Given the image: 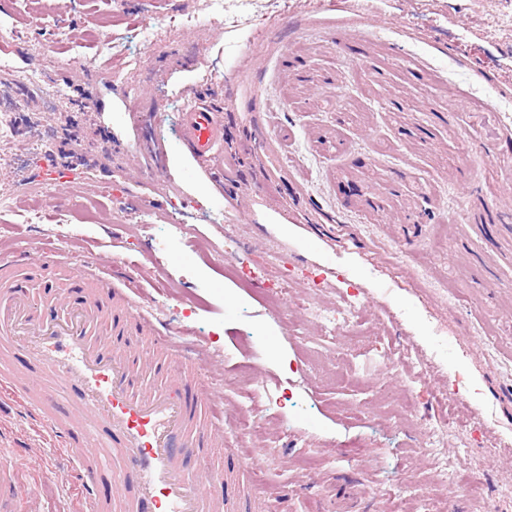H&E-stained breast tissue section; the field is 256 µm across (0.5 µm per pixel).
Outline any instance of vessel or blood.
Listing matches in <instances>:
<instances>
[{"instance_id":"b4317fda","label":"vessel or blood","mask_w":512,"mask_h":512,"mask_svg":"<svg viewBox=\"0 0 512 512\" xmlns=\"http://www.w3.org/2000/svg\"><path fill=\"white\" fill-rule=\"evenodd\" d=\"M181 143L198 161L224 168V117L205 102L183 112ZM26 254L0 251V333L15 337L27 359L50 373V383L18 387L12 373H0V390L33 417L67 406L66 421L55 427L82 476L81 498L88 512H102L101 488H109L118 512H223L224 501L212 484L229 485L226 473L203 467L184 473L179 456L200 453L217 431L197 420L215 396L183 371V347L169 342L168 331L140 312L111 271L98 263L74 267L73 277L88 293L79 305L57 300L32 305L25 294L33 281ZM176 357L180 369L159 386H143L141 375L153 359L144 340Z\"/></svg>"}]
</instances>
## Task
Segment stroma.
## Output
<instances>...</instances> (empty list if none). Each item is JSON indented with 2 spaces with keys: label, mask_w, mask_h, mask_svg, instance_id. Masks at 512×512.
I'll use <instances>...</instances> for the list:
<instances>
[{
  "label": "stroma",
  "mask_w": 512,
  "mask_h": 512,
  "mask_svg": "<svg viewBox=\"0 0 512 512\" xmlns=\"http://www.w3.org/2000/svg\"><path fill=\"white\" fill-rule=\"evenodd\" d=\"M197 98L224 113L220 177L180 141ZM0 124V250L120 257L200 349L236 420L184 469L258 458L224 512H512V0H0ZM70 149L76 180H40ZM236 182L261 190L232 208ZM343 297L353 333L308 312ZM54 434L0 412L12 512H76Z\"/></svg>",
  "instance_id": "35a3bbf8"
}]
</instances>
